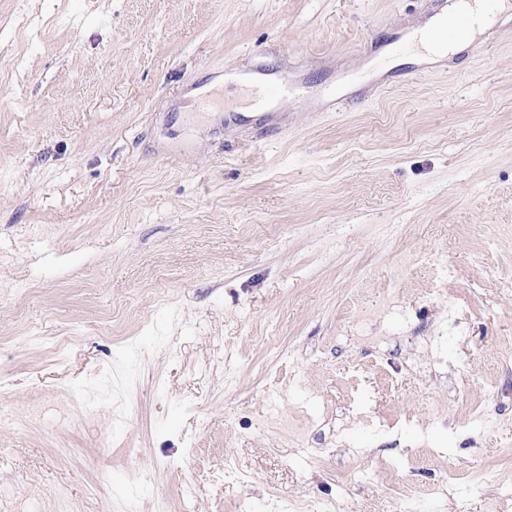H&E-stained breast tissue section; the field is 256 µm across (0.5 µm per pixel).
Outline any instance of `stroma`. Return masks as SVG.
Returning a JSON list of instances; mask_svg holds the SVG:
<instances>
[{"instance_id": "1", "label": "stroma", "mask_w": 512, "mask_h": 512, "mask_svg": "<svg viewBox=\"0 0 512 512\" xmlns=\"http://www.w3.org/2000/svg\"><path fill=\"white\" fill-rule=\"evenodd\" d=\"M436 7L0 0V512H512L511 22ZM427 25L423 29L415 30L411 34L410 38L414 43V48L417 50L416 55L424 59H430L432 61H441L446 56L454 52L458 42H432L427 40L425 37L422 36Z\"/></svg>"}]
</instances>
